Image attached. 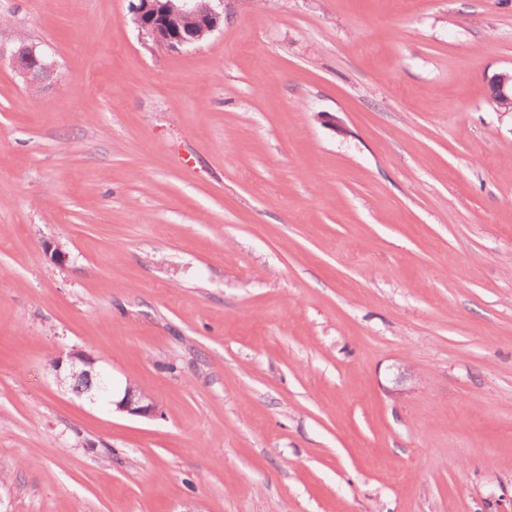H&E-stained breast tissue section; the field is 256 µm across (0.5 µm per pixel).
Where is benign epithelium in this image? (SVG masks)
Wrapping results in <instances>:
<instances>
[{"label":"benign epithelium","mask_w":512,"mask_h":512,"mask_svg":"<svg viewBox=\"0 0 512 512\" xmlns=\"http://www.w3.org/2000/svg\"><path fill=\"white\" fill-rule=\"evenodd\" d=\"M130 10L131 21L138 31L166 52L197 44L224 24V0H132ZM5 58L10 60L27 88L42 92L53 84L55 63L50 51L25 43L9 50L0 45V59ZM490 90L497 106H512V74L495 76L490 81ZM66 362L70 377H84L88 381L86 391H92L94 359L80 350H73L68 360L55 359V374H60ZM116 409L130 415L153 417L157 403L150 395L130 386L116 402Z\"/></svg>","instance_id":"benign-epithelium-1"}]
</instances>
